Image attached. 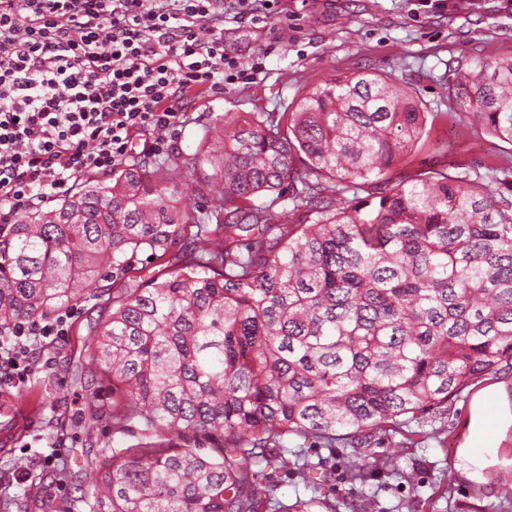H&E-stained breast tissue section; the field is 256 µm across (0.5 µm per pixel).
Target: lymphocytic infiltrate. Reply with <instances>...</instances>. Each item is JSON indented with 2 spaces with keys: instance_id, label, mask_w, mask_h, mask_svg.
<instances>
[{
  "instance_id": "f902f5d3",
  "label": "lymphocytic infiltrate",
  "mask_w": 512,
  "mask_h": 512,
  "mask_svg": "<svg viewBox=\"0 0 512 512\" xmlns=\"http://www.w3.org/2000/svg\"><path fill=\"white\" fill-rule=\"evenodd\" d=\"M271 0H0V222L70 192L77 177L125 165L141 132L174 134L192 89L247 78L224 53V13L258 21ZM64 316L0 339L14 377Z\"/></svg>"
}]
</instances>
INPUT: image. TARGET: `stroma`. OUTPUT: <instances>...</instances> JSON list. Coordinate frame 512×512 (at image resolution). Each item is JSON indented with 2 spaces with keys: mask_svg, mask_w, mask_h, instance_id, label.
Returning <instances> with one entry per match:
<instances>
[{
  "mask_svg": "<svg viewBox=\"0 0 512 512\" xmlns=\"http://www.w3.org/2000/svg\"><path fill=\"white\" fill-rule=\"evenodd\" d=\"M224 49L241 62L261 60L254 80L225 84L223 93H199L184 100V121L161 143H136L133 162H164L190 154L196 140L225 113L292 111L324 80L357 71L393 73L418 91L425 111L435 113L426 144L392 164L394 178L420 169L493 164L512 167V146L491 137L458 111L449 91L457 74L475 59L512 56V12L500 0H451L447 10L419 13L415 0H275L264 22L224 17ZM62 336L36 348L24 381L0 384V391L34 400L38 419L9 453L0 452V512H18L29 480L47 481L40 512L78 498L95 470L97 449L135 444L130 435L96 428L75 430L72 420L90 393L108 401L112 393L96 383L87 330L101 319L93 302L69 309ZM506 382L512 397V369L505 367L465 387L445 413L388 431L374 450L398 461V472L380 471L368 483L378 512H512L501 490L512 486V427L486 457L480 480L459 476L456 466L467 435L473 396ZM54 453V465L44 461Z\"/></svg>",
  "mask_w": 512,
  "mask_h": 512,
  "instance_id": "obj_1",
  "label": "stroma"
}]
</instances>
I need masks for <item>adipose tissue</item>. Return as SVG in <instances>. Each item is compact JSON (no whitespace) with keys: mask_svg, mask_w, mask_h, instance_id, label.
Wrapping results in <instances>:
<instances>
[{"mask_svg":"<svg viewBox=\"0 0 512 512\" xmlns=\"http://www.w3.org/2000/svg\"><path fill=\"white\" fill-rule=\"evenodd\" d=\"M506 426H512V408L505 402L503 383L478 391L471 403L468 435L458 466L461 475L472 480L479 478L485 452L497 447V432Z\"/></svg>","mask_w":512,"mask_h":512,"instance_id":"obj_1","label":"adipose tissue"}]
</instances>
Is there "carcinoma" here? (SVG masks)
I'll list each match as a JSON object with an SVG mask.
<instances>
[{"mask_svg":"<svg viewBox=\"0 0 512 512\" xmlns=\"http://www.w3.org/2000/svg\"><path fill=\"white\" fill-rule=\"evenodd\" d=\"M451 92L512 146V57ZM426 122L392 76L334 77L291 112L227 113L187 156L0 224V332L99 300L89 357L112 405L90 396L78 423L139 437L100 449L93 489L58 512H261L266 469L312 490L282 512H337L326 462L288 458L290 435L351 445L347 479L374 512L364 487L398 463L371 438L512 364V182L453 166L393 181ZM287 189L295 224L277 211Z\"/></svg>","mask_w":512,"mask_h":512,"instance_id":"carcinoma-1","label":"carcinoma"}]
</instances>
